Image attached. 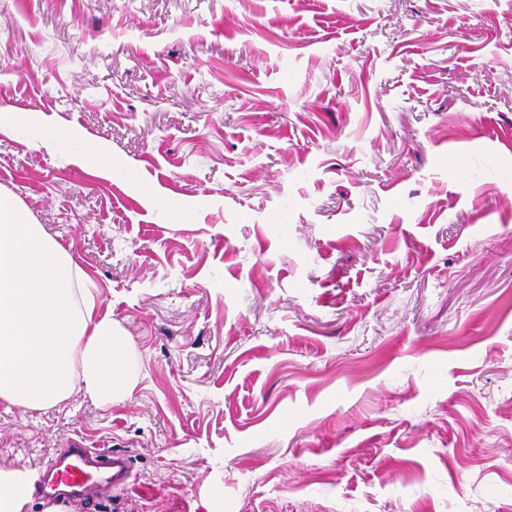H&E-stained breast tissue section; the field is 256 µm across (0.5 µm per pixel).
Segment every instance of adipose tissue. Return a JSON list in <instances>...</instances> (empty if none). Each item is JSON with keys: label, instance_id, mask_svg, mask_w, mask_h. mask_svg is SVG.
<instances>
[{"label": "adipose tissue", "instance_id": "ef3b65f1", "mask_svg": "<svg viewBox=\"0 0 512 512\" xmlns=\"http://www.w3.org/2000/svg\"><path fill=\"white\" fill-rule=\"evenodd\" d=\"M86 271L0 189V405L33 413L81 391L109 406L137 383L134 343L100 312ZM35 474L0 468V512H26Z\"/></svg>", "mask_w": 512, "mask_h": 512}]
</instances>
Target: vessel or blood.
<instances>
[{
  "label": "vessel or blood",
  "mask_w": 512,
  "mask_h": 512,
  "mask_svg": "<svg viewBox=\"0 0 512 512\" xmlns=\"http://www.w3.org/2000/svg\"><path fill=\"white\" fill-rule=\"evenodd\" d=\"M46 474L51 489L65 486L87 504H94L103 486H119L130 475L129 457L119 451L72 445L48 458Z\"/></svg>",
  "instance_id": "vessel-or-blood-1"
}]
</instances>
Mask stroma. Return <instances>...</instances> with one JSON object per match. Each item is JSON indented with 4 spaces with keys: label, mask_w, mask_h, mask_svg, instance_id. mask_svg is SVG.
<instances>
[{
    "label": "stroma",
    "mask_w": 512,
    "mask_h": 512,
    "mask_svg": "<svg viewBox=\"0 0 512 512\" xmlns=\"http://www.w3.org/2000/svg\"><path fill=\"white\" fill-rule=\"evenodd\" d=\"M4 112L0 188L139 377L0 407V467L122 451L99 512H512V0H0ZM47 134L41 145L56 152L83 156L94 152L95 144L89 138L81 139L68 130L57 127L49 118L45 119Z\"/></svg>",
    "instance_id": "stroma-1"
}]
</instances>
